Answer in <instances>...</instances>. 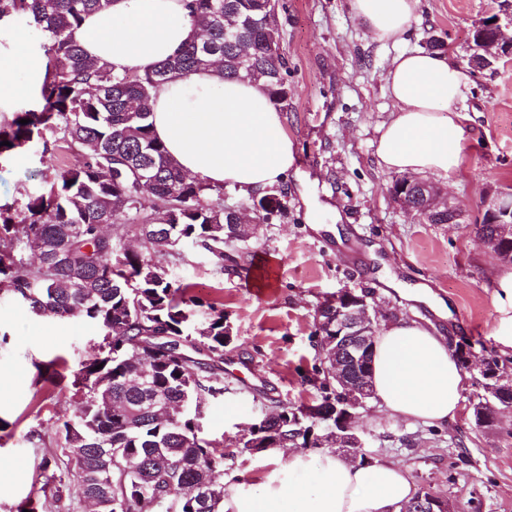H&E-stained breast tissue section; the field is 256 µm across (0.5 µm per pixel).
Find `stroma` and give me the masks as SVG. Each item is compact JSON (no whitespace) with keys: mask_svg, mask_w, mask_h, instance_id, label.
<instances>
[{"mask_svg":"<svg viewBox=\"0 0 512 512\" xmlns=\"http://www.w3.org/2000/svg\"><path fill=\"white\" fill-rule=\"evenodd\" d=\"M280 52L292 90L285 129L296 162L281 181L285 213L263 225L246 247L229 244L224 261L195 245H180L177 283L202 302L221 301L232 340L224 348V395L209 401L200 424L226 456V466L262 481L268 452L240 443L272 406H299L319 396L310 384L321 356L314 316L327 295L348 288L372 293L386 321H431L454 355H466L460 410L445 425H411L369 401L356 424L366 462L381 458L407 468L414 490L448 500L455 512H512V407H499L494 424L477 425L473 404L482 394V358L512 360L493 334L494 272L498 260L476 229L487 199L512 189V60L496 70L471 72V93L458 118L464 149L454 184L443 191L463 212L456 224H430L393 202L394 173L380 168L376 128L393 103L381 79L398 46L380 45L353 15L349 0H283ZM495 0H420L411 48L440 43L467 67L475 23L494 12ZM76 151L57 144L48 153L21 151L0 158V206H20L45 191L55 170L77 163ZM266 267L269 285L252 278ZM422 287L448 308L436 316L404 298ZM0 512L32 498L38 512H56L43 497L48 451L30 439L56 435L74 408L72 372L90 357L98 329L79 317L39 318L0 296ZM63 358L62 380L47 391L38 365Z\"/></svg>","mask_w":512,"mask_h":512,"instance_id":"1","label":"stroma"}]
</instances>
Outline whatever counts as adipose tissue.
Wrapping results in <instances>:
<instances>
[{
  "label": "adipose tissue",
  "mask_w": 512,
  "mask_h": 512,
  "mask_svg": "<svg viewBox=\"0 0 512 512\" xmlns=\"http://www.w3.org/2000/svg\"><path fill=\"white\" fill-rule=\"evenodd\" d=\"M190 0H112L109 10L85 16L80 41L87 57L114 71L164 62L194 37ZM420 0H349L354 16L380 44L406 40ZM40 85L47 61L26 43L0 53V102L18 91L13 72ZM395 110L377 128L376 157L387 171L430 174L451 181L462 153L457 121L469 77L442 51L395 55L384 73ZM150 121L171 161L187 176L249 196L282 179L295 162L284 118L262 83L224 78L216 69L177 77L155 93ZM494 334L512 348V268L494 277ZM372 384L380 406L410 423L454 420L465 376L444 336L401 318L375 341ZM272 469L257 485L243 472L224 478V512H400L413 494L406 468L390 460L361 465L326 451L271 453Z\"/></svg>",
  "instance_id": "ef3b65f1"
}]
</instances>
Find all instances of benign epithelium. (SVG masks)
<instances>
[{"label": "benign epithelium", "instance_id": "obj_1", "mask_svg": "<svg viewBox=\"0 0 512 512\" xmlns=\"http://www.w3.org/2000/svg\"><path fill=\"white\" fill-rule=\"evenodd\" d=\"M494 22L484 18L476 23L475 30L491 28L495 37L485 46V55H470L469 65L475 70L493 67L503 57V51H512V45L501 50L497 48L503 28L512 26V0H498V10L492 13ZM429 182L417 177L403 176L390 185L389 195L403 209H408L407 195L413 187L425 189ZM486 222L497 225V234L492 245L496 253L506 262H512V209L495 196L489 199L483 212ZM372 298L366 291L360 293L343 289L328 295L317 307V323L329 330L330 339L335 345V381L342 392L336 399L322 402L306 410L304 419L310 422L301 426L300 432L307 436V443L313 448H338L353 456L359 455L363 443L355 432L359 410L365 408L374 397L373 385L360 371L367 361L376 334L367 323L373 321ZM512 390V376L491 378L486 384V392L493 398ZM270 418L265 417L252 428V438L246 444L250 452L257 453L268 448L279 447V438L268 429ZM420 512H453L449 503L433 494L420 499Z\"/></svg>", "mask_w": 512, "mask_h": 512}]
</instances>
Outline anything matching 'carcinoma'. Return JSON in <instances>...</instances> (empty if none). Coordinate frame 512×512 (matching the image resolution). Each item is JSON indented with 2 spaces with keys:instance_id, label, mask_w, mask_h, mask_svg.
<instances>
[{
  "instance_id": "obj_1",
  "label": "carcinoma",
  "mask_w": 512,
  "mask_h": 512,
  "mask_svg": "<svg viewBox=\"0 0 512 512\" xmlns=\"http://www.w3.org/2000/svg\"><path fill=\"white\" fill-rule=\"evenodd\" d=\"M267 2L190 0L209 43L191 40L164 63L116 73L88 59L79 40L84 17L112 0H0V19H23L42 33L49 65L42 109L0 126V156L37 144L46 152L51 141L83 153L21 209L0 207V294L37 317L79 316L101 334L95 356L73 372L76 408L51 451L75 478L74 491L63 492L60 480L41 487L64 512L88 500L98 512H220L224 502L217 477L225 455L214 453L199 419L208 399L224 394L231 328L224 309L176 285L163 260H179L184 241L224 260V246L236 242L232 215L223 189L172 163L149 118L160 86L213 66L226 78L263 81L273 102L288 108L287 63L272 49L280 34L267 26ZM285 197L279 190L269 207L268 195L253 198L259 220L281 215ZM120 216L143 250L104 230ZM201 347L207 363L193 356ZM330 366L322 357L314 367L323 399L336 394ZM278 410L288 412L286 447L302 437L297 422L306 407Z\"/></svg>"
}]
</instances>
